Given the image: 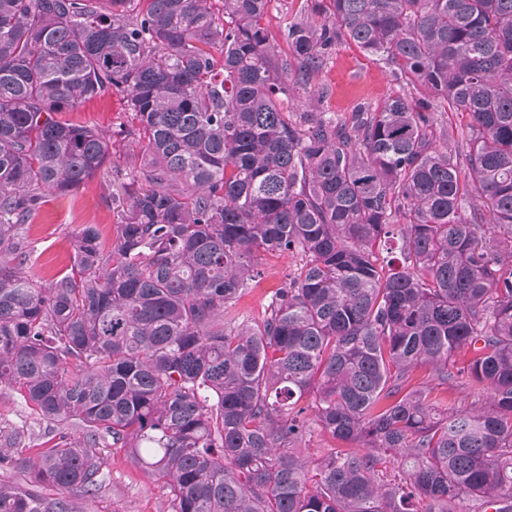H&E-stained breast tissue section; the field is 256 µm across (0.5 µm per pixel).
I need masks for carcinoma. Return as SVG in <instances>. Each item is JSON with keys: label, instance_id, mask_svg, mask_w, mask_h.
<instances>
[{"label": "carcinoma", "instance_id": "obj_1", "mask_svg": "<svg viewBox=\"0 0 512 512\" xmlns=\"http://www.w3.org/2000/svg\"><path fill=\"white\" fill-rule=\"evenodd\" d=\"M271 2L0 0V383L60 425L0 452V512H79L104 447L170 512H512V0H314L286 55ZM343 37L420 98L314 106ZM114 91L144 152L116 241L84 225L43 282L30 218L112 159L61 113ZM262 251L301 265L245 321ZM347 448L346 444L335 441L328 433L323 431L315 422L309 423L308 431L303 439L302 447L310 448L313 452L315 448Z\"/></svg>", "mask_w": 512, "mask_h": 512}]
</instances>
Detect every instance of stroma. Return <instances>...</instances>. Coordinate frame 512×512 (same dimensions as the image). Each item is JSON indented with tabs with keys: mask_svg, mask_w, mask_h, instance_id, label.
<instances>
[{
	"mask_svg": "<svg viewBox=\"0 0 512 512\" xmlns=\"http://www.w3.org/2000/svg\"><path fill=\"white\" fill-rule=\"evenodd\" d=\"M316 84L327 91L323 109L340 119L348 117L358 104L377 105L400 88L399 80L388 69L345 39L337 42ZM66 118L111 132L137 124L122 95L116 92L87 102L67 113ZM142 160L138 149L125 148L121 139H114L110 168L68 194L48 196L28 229L35 246L34 271L41 279L70 268L76 235L83 225H97L105 242L113 243L124 206L120 181L127 171L140 167ZM299 263V258L284 253L265 254L264 276L239 297L235 306L239 315L248 320L261 319L271 292L282 286ZM47 427L46 420L19 390L0 384V433L21 435L27 447L32 448L43 442ZM105 454V482L94 496L79 499L82 512H168V491L163 484L137 469L123 450L109 448Z\"/></svg>",
	"mask_w": 512,
	"mask_h": 512,
	"instance_id": "obj_1",
	"label": "stroma"
}]
</instances>
